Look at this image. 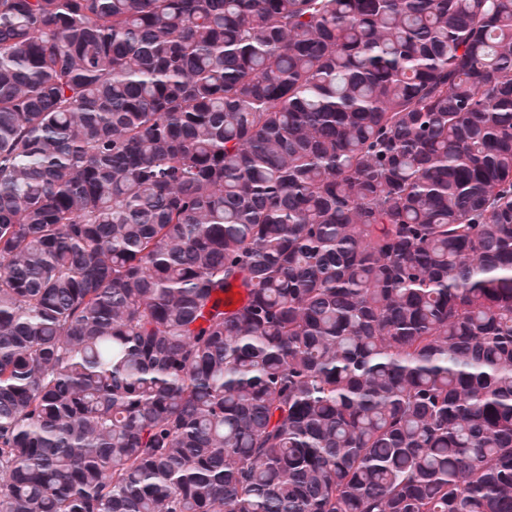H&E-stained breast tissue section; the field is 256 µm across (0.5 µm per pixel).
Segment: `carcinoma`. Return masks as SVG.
Segmentation results:
<instances>
[{"instance_id":"1","label":"carcinoma","mask_w":512,"mask_h":512,"mask_svg":"<svg viewBox=\"0 0 512 512\" xmlns=\"http://www.w3.org/2000/svg\"><path fill=\"white\" fill-rule=\"evenodd\" d=\"M0 512H512V0H0Z\"/></svg>"}]
</instances>
